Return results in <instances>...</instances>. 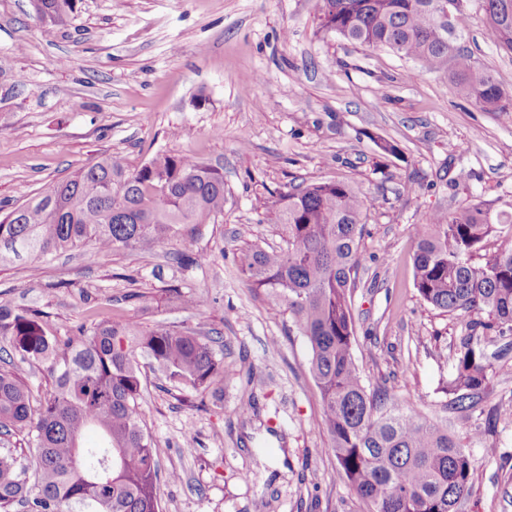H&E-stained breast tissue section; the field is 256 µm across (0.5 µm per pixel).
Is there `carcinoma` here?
<instances>
[{
  "mask_svg": "<svg viewBox=\"0 0 512 512\" xmlns=\"http://www.w3.org/2000/svg\"><path fill=\"white\" fill-rule=\"evenodd\" d=\"M323 0L320 28L368 48H387L448 79L486 108L502 107L499 82L461 48L467 35L465 0ZM52 22L71 19L74 0H43ZM487 34L512 52V0H483ZM377 199L345 181H318L279 195L277 223L287 247L259 246L237 256L252 288L284 306L311 348L310 373L319 390L322 428L350 486L371 512H459L472 489L470 449L448 425L422 412L388 405L368 393L357 365L350 310L352 275L359 266L365 218ZM224 213L223 168L183 155L162 154L128 172L110 157L95 159L52 183L0 220V264L17 247L44 258L86 245L99 252L152 249L171 237L179 262H201L188 224ZM496 231L477 204L437 212L417 229L413 280L421 299L470 319L459 337L445 408L470 412L488 385L492 360L512 347V249L480 267L470 258ZM0 337L20 361L47 363L54 392L32 410L29 391L14 370L0 369V430L27 431L35 448L28 466L0 454V512H160L159 462L140 422L144 358L175 386L209 389L224 373L206 337L133 319L99 323L76 341L60 342L36 312L0 304ZM37 418H32V415ZM95 428L100 446L82 445Z\"/></svg>",
  "mask_w": 512,
  "mask_h": 512,
  "instance_id": "cac0c4a2",
  "label": "carcinoma"
}]
</instances>
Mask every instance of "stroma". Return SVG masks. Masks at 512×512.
<instances>
[{"instance_id": "1", "label": "stroma", "mask_w": 512, "mask_h": 512, "mask_svg": "<svg viewBox=\"0 0 512 512\" xmlns=\"http://www.w3.org/2000/svg\"><path fill=\"white\" fill-rule=\"evenodd\" d=\"M74 4L61 26L34 0H0V218L100 156L133 171L160 153L223 166L224 214L195 230L199 265H180L176 238L25 257L0 265V303L42 313L62 342L126 318L212 338L224 356L218 392L181 390L141 366L162 512H369L327 451L306 338L237 262L240 249L282 246L281 192L322 180L378 198L351 302L367 391L447 420L469 448L461 512H512V416L497 415L512 404V351L494 361L476 411L445 410L465 319L424 302L412 267L430 214L512 213V53L486 37L482 0L466 2V45L504 90V110L466 97L447 73L320 32L321 0ZM383 140L398 155L383 154ZM172 283L203 305L169 302Z\"/></svg>"}]
</instances>
